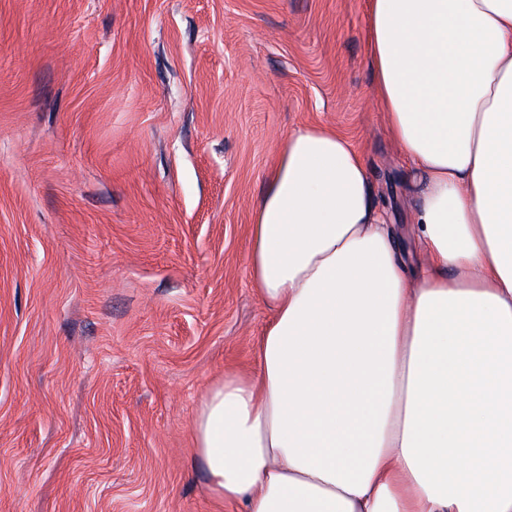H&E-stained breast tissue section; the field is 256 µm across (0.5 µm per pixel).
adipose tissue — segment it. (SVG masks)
<instances>
[{"label":"adipose tissue","instance_id":"obj_1","mask_svg":"<svg viewBox=\"0 0 512 512\" xmlns=\"http://www.w3.org/2000/svg\"><path fill=\"white\" fill-rule=\"evenodd\" d=\"M409 268L364 154L288 134L252 218L257 373L193 424L235 512H512V0H368Z\"/></svg>","mask_w":512,"mask_h":512}]
</instances>
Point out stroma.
<instances>
[{"label": "stroma", "instance_id": "1", "mask_svg": "<svg viewBox=\"0 0 512 512\" xmlns=\"http://www.w3.org/2000/svg\"><path fill=\"white\" fill-rule=\"evenodd\" d=\"M366 0H0V512H228L193 419L255 368L253 208L292 130L412 246Z\"/></svg>", "mask_w": 512, "mask_h": 512}]
</instances>
